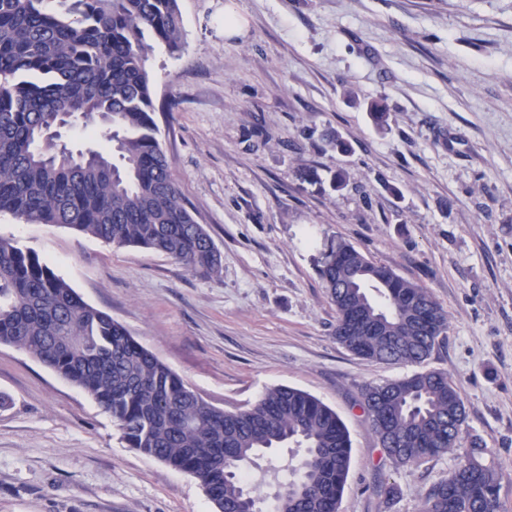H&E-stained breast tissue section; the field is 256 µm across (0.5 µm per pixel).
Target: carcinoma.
I'll list each match as a JSON object with an SVG mask.
<instances>
[{
	"label": "carcinoma",
	"mask_w": 512,
	"mask_h": 512,
	"mask_svg": "<svg viewBox=\"0 0 512 512\" xmlns=\"http://www.w3.org/2000/svg\"><path fill=\"white\" fill-rule=\"evenodd\" d=\"M183 46L178 0H0V213L56 224L115 247L161 253L211 276L221 251L199 223L159 139L146 61L153 44ZM72 116L112 155L58 148ZM321 278L336 342L371 361L422 365L447 337L429 289L340 242ZM0 344L25 350L90 395L128 447L196 477L212 512H254L266 479L247 468L294 446L289 512H336L350 470L349 431L334 409L290 386L249 409L204 401L108 313L85 302L39 255L0 238ZM361 408L401 465L458 446L464 401L448 373L421 369L369 384ZM500 474L474 448L431 486L420 512H499Z\"/></svg>",
	"instance_id": "obj_1"
}]
</instances>
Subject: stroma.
Here are the masks:
<instances>
[{
	"mask_svg": "<svg viewBox=\"0 0 512 512\" xmlns=\"http://www.w3.org/2000/svg\"><path fill=\"white\" fill-rule=\"evenodd\" d=\"M179 6L183 52L155 45L146 68L162 146L220 273L8 213L0 237L213 406L243 411L286 385L333 408L351 439L338 512H419L475 445L512 512V0ZM228 17L241 34L225 36ZM379 97L383 129L367 112ZM339 241L430 289L448 316L427 365L448 372L468 417L439 459L396 465L369 427L362 387L412 369L337 343L320 268ZM0 393V512H211L197 478L128 448L109 413L24 350L0 344Z\"/></svg>",
	"mask_w": 512,
	"mask_h": 512,
	"instance_id": "35a3bbf8",
	"label": "stroma"
}]
</instances>
